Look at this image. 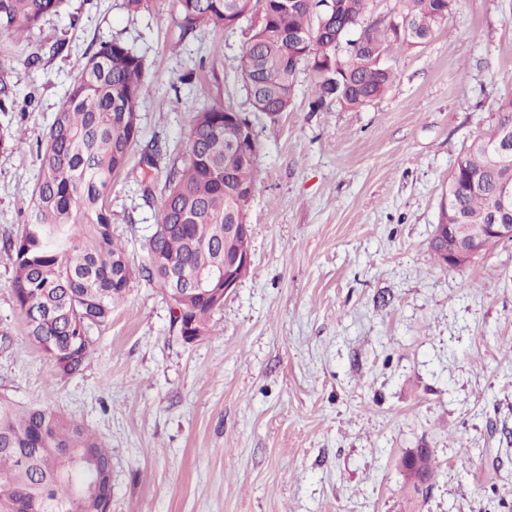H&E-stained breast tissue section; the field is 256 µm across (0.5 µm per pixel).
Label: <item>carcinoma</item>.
<instances>
[{
	"label": "carcinoma",
	"instance_id": "carcinoma-1",
	"mask_svg": "<svg viewBox=\"0 0 512 512\" xmlns=\"http://www.w3.org/2000/svg\"><path fill=\"white\" fill-rule=\"evenodd\" d=\"M179 0L177 24L188 36L208 26L216 38L248 8L268 20L251 36L241 58V79L250 86L255 112L274 117L289 111L295 76L312 72V108L336 103L356 109L381 98L394 73L385 59L395 48L426 42L439 30L453 0H396L397 24H364L369 0ZM64 0H0V32L20 37ZM360 30L355 39L348 38ZM41 51L24 60L0 56V112L13 98L7 75L21 63L41 62ZM143 56L115 39L86 57L64 101L38 143L39 176L32 218L4 247L14 254L13 293L28 334L51 358L70 360L79 373L91 355L92 327H104L130 283L141 277L170 289L171 272L205 269L224 261V221L238 203L224 190V113L213 103L192 113L179 160L167 169L154 230L145 240L148 264L135 269L112 236L105 194L127 164L139 137L145 88ZM512 131V97L498 101L495 127L479 133L456 159L448 177L451 220L486 224L494 189L512 184V158L495 155L490 143ZM155 146L142 161L143 196L153 199ZM257 161H236L231 179L255 187ZM188 331L210 332L214 302L198 292L182 304ZM112 500V459L85 427L40 405L21 411L0 399V512H105Z\"/></svg>",
	"mask_w": 512,
	"mask_h": 512
}]
</instances>
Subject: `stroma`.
Here are the masks:
<instances>
[{
	"instance_id": "obj_1",
	"label": "stroma",
	"mask_w": 512,
	"mask_h": 512,
	"mask_svg": "<svg viewBox=\"0 0 512 512\" xmlns=\"http://www.w3.org/2000/svg\"><path fill=\"white\" fill-rule=\"evenodd\" d=\"M177 0H65L0 54L64 51L17 67L0 147V396L92 431L112 456L111 512H512V242L468 265L430 247L448 175L512 96V0H454L426 43L388 59L386 94L349 110L310 108L300 67L290 111H253L241 82L250 20L181 37ZM144 56L139 142L107 194L131 263L160 198L144 201L142 153L158 144L156 187L185 150L193 111L221 101L259 145L248 207L251 266L188 343L167 297L131 282L92 354L66 376L29 338L6 239L32 213L37 142L100 43ZM434 459L423 486L403 461Z\"/></svg>"
}]
</instances>
